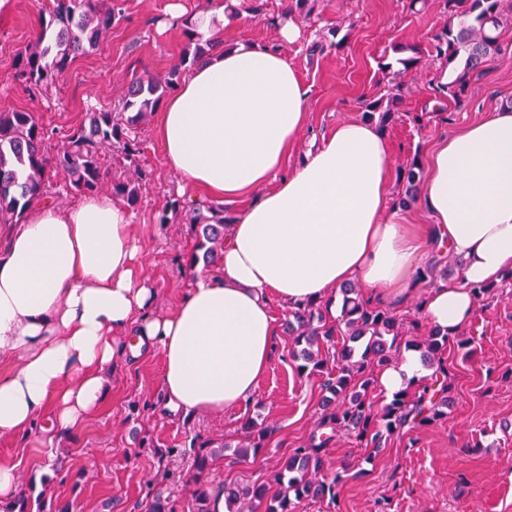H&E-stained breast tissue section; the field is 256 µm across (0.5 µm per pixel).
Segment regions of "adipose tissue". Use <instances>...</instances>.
Here are the masks:
<instances>
[{
    "label": "adipose tissue",
    "instance_id": "ef3b65f1",
    "mask_svg": "<svg viewBox=\"0 0 512 512\" xmlns=\"http://www.w3.org/2000/svg\"><path fill=\"white\" fill-rule=\"evenodd\" d=\"M309 94L284 54L247 43L211 55L164 100L155 136L166 166L211 197H254L215 271L168 313L153 311L118 200L43 204L13 227L0 251V358L18 364L0 374L1 436L51 458L105 400L113 367L153 353L168 410H237L271 362L273 300L318 303L359 282L399 304L439 246L463 265L429 288L424 320L451 335L471 321L474 286L512 271V110L435 146L420 197L430 221L408 224L390 210L389 146L369 122L338 123L288 166Z\"/></svg>",
    "mask_w": 512,
    "mask_h": 512
}]
</instances>
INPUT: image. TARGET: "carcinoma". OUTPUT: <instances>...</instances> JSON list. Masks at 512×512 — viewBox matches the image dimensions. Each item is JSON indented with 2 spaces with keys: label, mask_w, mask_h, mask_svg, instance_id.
Here are the masks:
<instances>
[{
  "label": "carcinoma",
  "mask_w": 512,
  "mask_h": 512,
  "mask_svg": "<svg viewBox=\"0 0 512 512\" xmlns=\"http://www.w3.org/2000/svg\"><path fill=\"white\" fill-rule=\"evenodd\" d=\"M452 6L448 25L435 38L433 50L448 62L464 58L462 70L443 87V92L460 99L472 78L482 75L499 52V33L512 21V7L504 0H448ZM50 19L42 25L34 40L16 57L15 80L34 95H41L56 85L73 60L96 48L112 29L114 8L102 0H52ZM206 48L196 46L184 53L163 79L131 82L123 97V111L99 110L86 113L84 121L52 153L48 149L49 131L30 112L0 110V226L19 224L45 201H58L52 191L57 179L65 181L73 195L95 193L110 184L112 195L135 204L149 172L137 159V139L133 126L153 112L163 97L175 89L186 67L203 63ZM133 109L135 115L124 112ZM120 157L128 162L132 174L124 180H109L108 161ZM405 191L398 205L409 207L417 200L420 167L413 160L401 171ZM190 215L195 228V243L180 268L193 271L200 264L216 265L223 255L224 233L231 220L224 217V206L200 199L172 198L163 208L159 223H168V213ZM343 297L340 315L330 321L314 303L292 308L285 330L293 337L290 356L297 369L309 375L323 373L322 383L329 393L322 402L320 426L333 432L343 431L359 448L381 450L385 437L405 427L420 428L448 415V345L465 347L470 341L456 334L450 336L434 327L411 321L417 334L407 341V348L420 353L424 366L444 376L440 386L427 382L395 394L392 400L374 408L371 394L375 374L372 365L384 366L401 346L402 331L396 318L363 301L357 285L339 288ZM342 337L336 365L332 368L321 359V347ZM274 429L253 421L244 424V440L236 445L222 442L214 447L201 443L193 450L196 480H201L216 452L232 450L233 456L246 459L265 447ZM332 436L325 433L309 446L294 448L272 474L267 484L242 483L224 486L226 512H296L304 500L336 501L338 488L350 476L344 464L331 472L325 464L326 447ZM183 481L178 472L167 470L159 481H150L146 497L151 499L150 512H166L164 484ZM0 512H72L68 502L45 505L44 499L33 502L20 495ZM191 512H211L209 495L204 487L192 492Z\"/></svg>",
  "instance_id": "cac0c4a2"
}]
</instances>
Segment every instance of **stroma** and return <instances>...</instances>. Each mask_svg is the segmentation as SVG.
Segmentation results:
<instances>
[{
    "mask_svg": "<svg viewBox=\"0 0 512 512\" xmlns=\"http://www.w3.org/2000/svg\"><path fill=\"white\" fill-rule=\"evenodd\" d=\"M173 0H120L111 30L99 46L78 56L49 96L31 97L14 78L17 54L47 18V0H15L0 16V109L33 113L53 130L52 147L89 110L120 111L126 86L139 77H166L188 47L184 28L173 25ZM288 0H235L236 37L280 49L311 89L309 134L288 158L299 162L312 136L338 122L360 120L366 103L397 98L383 133L392 169L411 161L427 166L434 145L487 113L512 108V27L503 28L500 51L473 78L461 100L440 89L445 62L431 44L448 24L445 0H321L311 18L296 17L300 34L282 39L279 22ZM418 48L419 62L406 74L395 63ZM155 116L137 127L141 161L152 171L130 207L136 226L137 262L157 290L155 309L177 303L193 276L179 272L195 236L184 214L158 217L169 198L200 192L165 165L154 136ZM470 351L449 346L453 363L447 417L390 435L369 454L344 433L334 434L329 468L348 462L358 477L344 483L335 503L303 502L297 512H512V280L475 304L463 329ZM292 338L280 334L277 349L254 400L224 414L179 416L161 402V360L153 355L110 378L111 393L83 428L59 441L51 460L37 463L19 439L0 436V455L20 459L22 491L73 502V512H145V482L165 470L187 472L186 451L205 441L238 442L246 419L273 426L257 456L217 459L207 484L266 480L291 449L309 443L325 395L321 376L302 375L289 355ZM173 456H164V449Z\"/></svg>",
    "mask_w": 512,
    "mask_h": 512,
    "instance_id": "stroma-1",
    "label": "stroma"
}]
</instances>
